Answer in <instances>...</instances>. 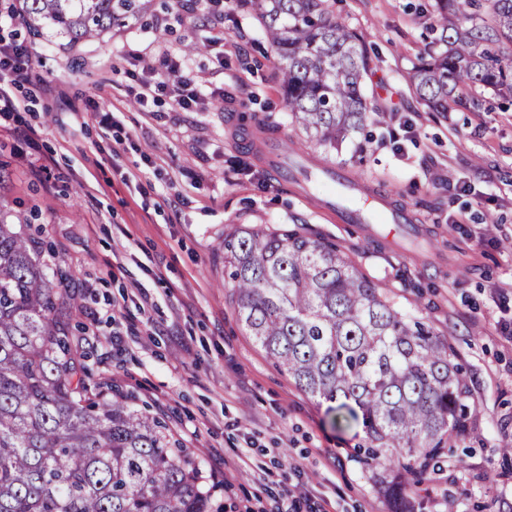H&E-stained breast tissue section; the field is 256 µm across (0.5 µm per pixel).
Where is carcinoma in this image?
Here are the masks:
<instances>
[{
    "label": "carcinoma",
    "mask_w": 512,
    "mask_h": 512,
    "mask_svg": "<svg viewBox=\"0 0 512 512\" xmlns=\"http://www.w3.org/2000/svg\"><path fill=\"white\" fill-rule=\"evenodd\" d=\"M275 49L292 121L334 149L369 119L372 73L361 36L329 0H242ZM145 0H22L34 37L76 45L138 16ZM438 36L412 68L433 112L478 109L479 87L512 94V0H434ZM231 304L244 328L295 384L353 421L367 464L394 512L445 439L468 432L469 378L456 351L399 311L343 247L286 229L224 235ZM53 283L31 240L0 210V512H211L199 467L160 420L87 373L67 311V276Z\"/></svg>",
    "instance_id": "cac0c4a2"
}]
</instances>
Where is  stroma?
Wrapping results in <instances>:
<instances>
[{
  "label": "stroma",
  "mask_w": 512,
  "mask_h": 512,
  "mask_svg": "<svg viewBox=\"0 0 512 512\" xmlns=\"http://www.w3.org/2000/svg\"><path fill=\"white\" fill-rule=\"evenodd\" d=\"M420 2L335 0L372 58L376 118L329 151L292 123L277 55L239 0H151L145 18L74 46L29 35L21 17L0 20L42 78L15 90L14 121L36 139L0 127V207L71 278L88 368L194 455L215 512H282L285 486L307 494L303 512L391 510L384 468L356 456L361 430L334 427L326 403L242 328L224 269V235L240 225L340 244L398 309L453 343L476 414L410 488L411 512H512V343L501 332L512 325V102L486 88L482 111H428L409 77L430 40ZM166 51L185 60L198 104L138 103V75ZM47 84L68 102L103 98L111 126L93 113L72 122ZM218 88L223 98H211ZM272 137L287 139L296 165L360 175L407 207L409 223L339 222L315 186L263 162L257 147ZM42 157L53 160L47 178L31 170ZM110 261L122 266L113 276Z\"/></svg>",
  "instance_id": "obj_1"
}]
</instances>
